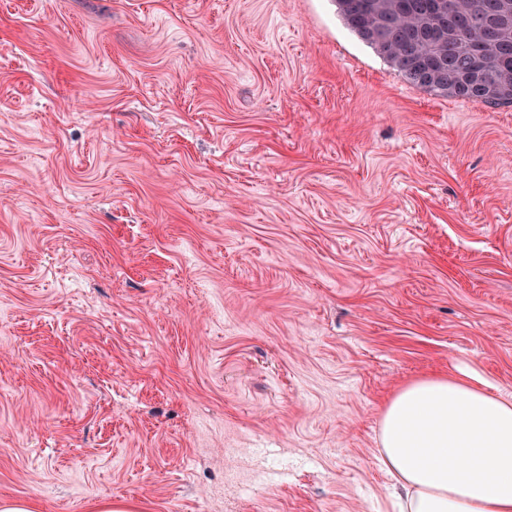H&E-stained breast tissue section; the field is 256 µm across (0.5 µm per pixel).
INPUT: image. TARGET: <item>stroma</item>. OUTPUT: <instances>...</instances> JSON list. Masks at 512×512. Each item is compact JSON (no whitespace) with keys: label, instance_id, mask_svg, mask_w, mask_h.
<instances>
[{"label":"stroma","instance_id":"obj_1","mask_svg":"<svg viewBox=\"0 0 512 512\" xmlns=\"http://www.w3.org/2000/svg\"><path fill=\"white\" fill-rule=\"evenodd\" d=\"M512 400V106L334 0H0V497L394 512L385 399Z\"/></svg>","mask_w":512,"mask_h":512}]
</instances>
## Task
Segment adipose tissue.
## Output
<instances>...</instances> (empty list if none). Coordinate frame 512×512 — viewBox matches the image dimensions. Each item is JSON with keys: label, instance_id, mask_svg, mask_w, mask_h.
I'll use <instances>...</instances> for the list:
<instances>
[{"label": "adipose tissue", "instance_id": "ef3b65f1", "mask_svg": "<svg viewBox=\"0 0 512 512\" xmlns=\"http://www.w3.org/2000/svg\"><path fill=\"white\" fill-rule=\"evenodd\" d=\"M379 441L408 512H512V401L475 371L405 384L381 410Z\"/></svg>", "mask_w": 512, "mask_h": 512}]
</instances>
